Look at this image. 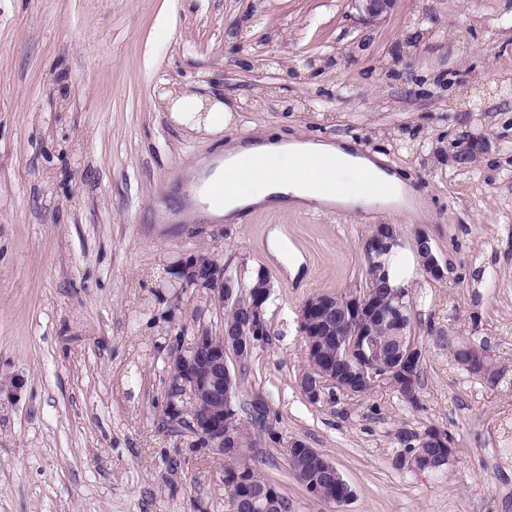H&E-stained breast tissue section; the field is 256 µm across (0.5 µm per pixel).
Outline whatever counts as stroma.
Instances as JSON below:
<instances>
[{
  "instance_id": "stroma-1",
  "label": "stroma",
  "mask_w": 512,
  "mask_h": 512,
  "mask_svg": "<svg viewBox=\"0 0 512 512\" xmlns=\"http://www.w3.org/2000/svg\"><path fill=\"white\" fill-rule=\"evenodd\" d=\"M161 84L223 96L235 125L179 127ZM510 85L512 0H395L376 25L351 0H0V512H231L223 460L165 417L180 336L223 323L170 273L192 254L243 292L268 277L270 336L234 364L237 401L263 397L282 439L336 464L352 490L339 512H512ZM262 130L384 154L426 216H184L200 162ZM465 133L468 168L452 159ZM389 223L408 247L425 230L448 268L412 290L419 402L382 385L310 402L299 311L362 287V242ZM276 231L291 252H272ZM463 337L488 342L498 386L452 365ZM431 427L454 440L447 473L395 468L396 431ZM251 445L298 512H328L282 447L263 433Z\"/></svg>"
}]
</instances>
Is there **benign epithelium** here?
I'll return each instance as SVG.
<instances>
[{"mask_svg": "<svg viewBox=\"0 0 512 512\" xmlns=\"http://www.w3.org/2000/svg\"><path fill=\"white\" fill-rule=\"evenodd\" d=\"M364 21L377 23L391 10L394 0H351ZM398 237L393 230H379L365 244L369 265L374 257L387 251ZM422 254V272L429 280L446 279L432 245L422 239L415 241ZM173 275L182 288L207 287L210 301L225 311L224 324L217 333L206 327L179 347L170 357L169 369L174 380L167 418L172 422L189 419L194 434L212 453L222 457L224 449L247 459L242 436L251 429L272 436L265 427L268 405L255 400L251 405L250 422L243 423L236 409V382L229 361L242 362L253 349L264 342V302L270 296L271 285L263 274L249 294L242 295L236 282L224 268L206 256H189L173 267ZM373 299L359 292L348 293V300L338 304L334 300L308 299L301 308L299 331L303 336L308 358L325 364L336 361L344 342L358 352L356 367L349 370L341 382L342 393H367L379 384L398 386L402 363L409 357H418L423 350L417 343L395 344L380 335L372 320ZM298 386L310 401L326 395V380L316 374L300 376ZM438 441L444 448L435 456H420L407 449L400 453L398 464L414 472H438L448 468L456 456L454 442L444 435ZM284 453L290 464H295L304 475L302 485L310 496L324 495L326 488L345 485L336 465L317 449L309 448L296 438L288 440ZM249 512H297L294 501L256 492L244 498Z\"/></svg>", "mask_w": 512, "mask_h": 512, "instance_id": "obj_1", "label": "benign epithelium"}]
</instances>
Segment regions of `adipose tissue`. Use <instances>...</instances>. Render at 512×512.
Returning <instances> with one entry per match:
<instances>
[{
    "label": "adipose tissue",
    "instance_id": "obj_1",
    "mask_svg": "<svg viewBox=\"0 0 512 512\" xmlns=\"http://www.w3.org/2000/svg\"><path fill=\"white\" fill-rule=\"evenodd\" d=\"M174 116L189 129L218 133L230 125L233 115L227 104L209 102L206 96L191 92L179 99ZM320 161L319 177L304 175L298 168L301 158ZM379 154L364 155L348 138L336 140L286 137L262 134L248 140H229L224 156L209 180L216 183L241 177L253 183V190L232 196H214L198 191L188 201L189 211L205 213L211 220L234 224L246 211L278 212L300 209L315 203L325 208L354 210L381 206L422 214L424 199L399 176L388 169ZM374 176L366 185L363 173ZM391 286L411 287L421 259L418 253L394 245L379 258Z\"/></svg>",
    "mask_w": 512,
    "mask_h": 512
}]
</instances>
